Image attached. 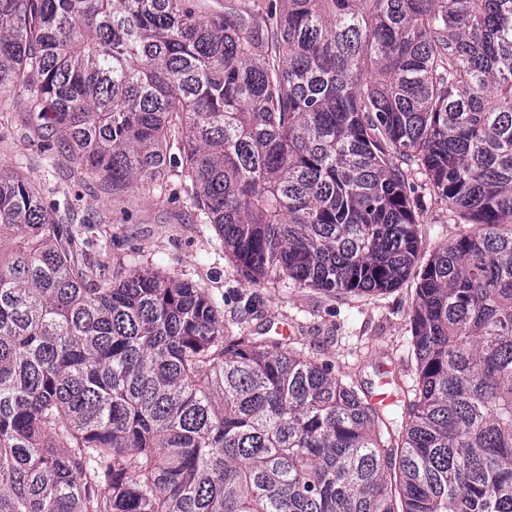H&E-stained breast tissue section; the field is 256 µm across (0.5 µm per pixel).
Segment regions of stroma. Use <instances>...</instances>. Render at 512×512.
Listing matches in <instances>:
<instances>
[{
    "mask_svg": "<svg viewBox=\"0 0 512 512\" xmlns=\"http://www.w3.org/2000/svg\"><path fill=\"white\" fill-rule=\"evenodd\" d=\"M24 92L0 95V169L16 170L39 190L46 204L70 211L75 220L94 216L95 260L108 272L136 266L170 272L205 288L225 323L241 316L244 299L254 311L249 327L261 335L268 326L287 330L306 354L333 375L375 391V367L394 364L399 378L412 376L410 319L416 278L379 295H335L288 284H253L216 253L213 228L200 224L195 202L180 179L165 194L140 188L114 195L97 179L70 163L60 142L45 144L27 122ZM421 256L429 258L458 236L462 226L446 202L429 192L424 177L411 173Z\"/></svg>",
    "mask_w": 512,
    "mask_h": 512,
    "instance_id": "obj_1",
    "label": "stroma"
}]
</instances>
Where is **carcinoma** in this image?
<instances>
[{"instance_id": "cac0c4a2", "label": "carcinoma", "mask_w": 512, "mask_h": 512, "mask_svg": "<svg viewBox=\"0 0 512 512\" xmlns=\"http://www.w3.org/2000/svg\"><path fill=\"white\" fill-rule=\"evenodd\" d=\"M110 184L191 182L255 283L383 294L404 166L472 228L417 273L400 412L236 333L0 169V512H512V0H0V93Z\"/></svg>"}]
</instances>
